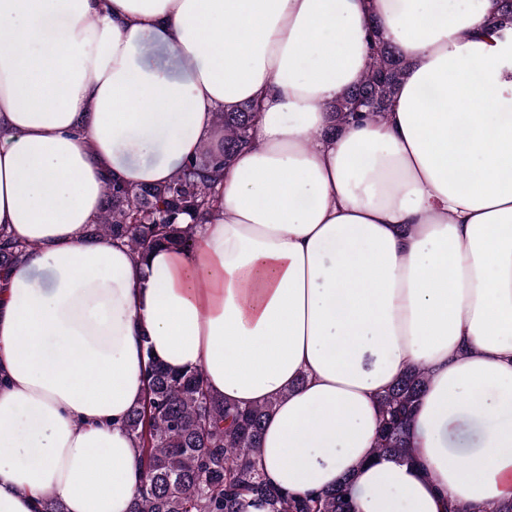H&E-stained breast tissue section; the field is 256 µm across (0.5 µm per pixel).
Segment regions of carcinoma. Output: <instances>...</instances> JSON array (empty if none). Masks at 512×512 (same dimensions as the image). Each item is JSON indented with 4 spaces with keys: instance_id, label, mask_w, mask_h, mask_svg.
Instances as JSON below:
<instances>
[{
    "instance_id": "carcinoma-1",
    "label": "carcinoma",
    "mask_w": 512,
    "mask_h": 512,
    "mask_svg": "<svg viewBox=\"0 0 512 512\" xmlns=\"http://www.w3.org/2000/svg\"><path fill=\"white\" fill-rule=\"evenodd\" d=\"M496 24L512 28V0H494ZM406 62L378 34L372 36L371 62L354 87L327 104V133L338 132L361 112L381 117L389 111ZM259 109L242 104L214 114L224 138L204 145L197 158L167 182L131 187L105 179L103 206L91 239L108 236L128 246L140 260L159 246L188 249L196 229L220 212L224 170L236 152L252 145ZM37 250L15 240L0 225V274L25 262ZM429 381L423 368L408 370L379 400L381 421L374 443L381 455L413 459L410 421ZM145 397L124 427L140 450V490L130 512H355L352 480L310 494H289L273 486L257 467L265 422L276 402L240 407L210 392L199 370L172 371L147 356Z\"/></svg>"
}]
</instances>
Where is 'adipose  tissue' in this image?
<instances>
[{
    "label": "adipose tissue",
    "instance_id": "adipose-tissue-1",
    "mask_svg": "<svg viewBox=\"0 0 512 512\" xmlns=\"http://www.w3.org/2000/svg\"><path fill=\"white\" fill-rule=\"evenodd\" d=\"M493 0H0V512H128L123 424L155 357L240 406L291 493L352 477L356 512L512 500V31ZM380 33L389 112L325 136ZM260 102L219 217L145 261L88 240L107 175L168 181L217 110ZM430 381L414 461L374 451L378 400ZM37 250L33 243L15 240L6 225H0V274L7 275L10 269L25 262Z\"/></svg>",
    "mask_w": 512,
    "mask_h": 512
}]
</instances>
